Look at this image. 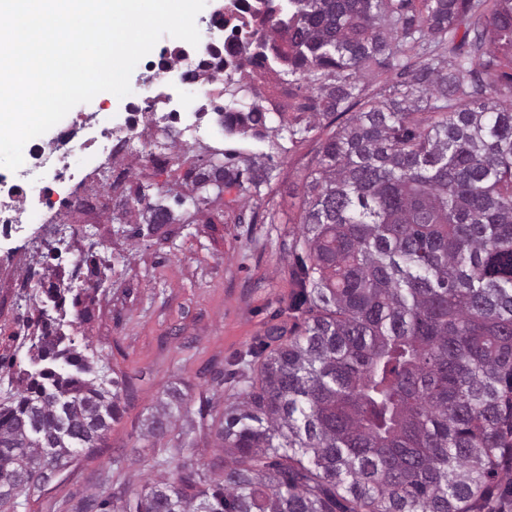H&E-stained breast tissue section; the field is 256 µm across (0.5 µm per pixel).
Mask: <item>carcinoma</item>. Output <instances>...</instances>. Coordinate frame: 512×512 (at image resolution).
Segmentation results:
<instances>
[{
  "label": "carcinoma",
  "instance_id": "carcinoma-1",
  "mask_svg": "<svg viewBox=\"0 0 512 512\" xmlns=\"http://www.w3.org/2000/svg\"><path fill=\"white\" fill-rule=\"evenodd\" d=\"M236 10L251 32L224 52L307 80L313 111L350 117L307 175L290 270L302 327L247 352L254 376L216 427L233 465L203 488L156 483L136 512H483L512 469V0ZM371 65L374 93L360 83ZM281 117L255 104L224 113V132L261 137ZM242 177L258 194L271 181L221 162L197 184ZM173 220L160 203L147 223ZM69 292L45 289L46 313L65 318ZM67 339L42 322L0 403V512L103 447L120 412L118 380ZM172 418L163 407L147 433ZM94 509L115 512L112 495L71 505Z\"/></svg>",
  "mask_w": 512,
  "mask_h": 512
}]
</instances>
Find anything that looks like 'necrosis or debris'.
<instances>
[{"label":"necrosis or debris","instance_id":"necrosis-or-debris-1","mask_svg":"<svg viewBox=\"0 0 512 512\" xmlns=\"http://www.w3.org/2000/svg\"><path fill=\"white\" fill-rule=\"evenodd\" d=\"M210 43L202 51L166 39L155 58L143 63L128 96L116 102L103 98L93 116L77 118L51 143L35 138L26 143L25 165L46 169L49 176L35 183L15 173L0 191V231L20 224L41 227L40 241L16 261L9 277L0 278V288L15 303L35 307L38 289L49 277L62 287H96L84 259L105 248L104 235L93 226L123 202L126 161L135 157L152 169L171 167L177 147L218 135L212 102L236 89L245 61L225 54L221 33ZM117 106L123 110L118 120L112 116ZM63 252L73 258L67 269L52 271L39 261L41 254Z\"/></svg>","mask_w":512,"mask_h":512}]
</instances>
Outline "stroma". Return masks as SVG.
Wrapping results in <instances>:
<instances>
[{
  "label": "stroma",
  "mask_w": 512,
  "mask_h": 512,
  "mask_svg": "<svg viewBox=\"0 0 512 512\" xmlns=\"http://www.w3.org/2000/svg\"><path fill=\"white\" fill-rule=\"evenodd\" d=\"M256 97L268 109L284 104L286 123L317 125L302 142L285 131L225 138L222 148L235 166L250 158L272 169L270 187L257 193L233 184L219 199H204L194 177L207 165L206 151H186L168 171L130 167L127 191L151 183L152 196L171 206L180 228L173 235L145 230L138 208L129 206L113 237L127 257L122 280L113 284L111 301L90 304L88 317L65 329L94 366H112L127 395L105 448L79 456L18 512H67L70 498L100 492L120 506L136 501L149 483L173 481L181 469L213 477L212 462L224 458L212 422L253 375L241 355L266 340L270 328L302 321L288 308L295 291L291 247L306 176L328 123L313 116L314 95L304 81L286 86L268 72L256 94L238 95L244 106ZM271 212L275 223H265ZM25 319L12 303L0 305V366L26 367L29 348L15 339ZM171 386L183 394L175 420L165 436H148V420Z\"/></svg>",
  "instance_id": "stroma-1"
}]
</instances>
